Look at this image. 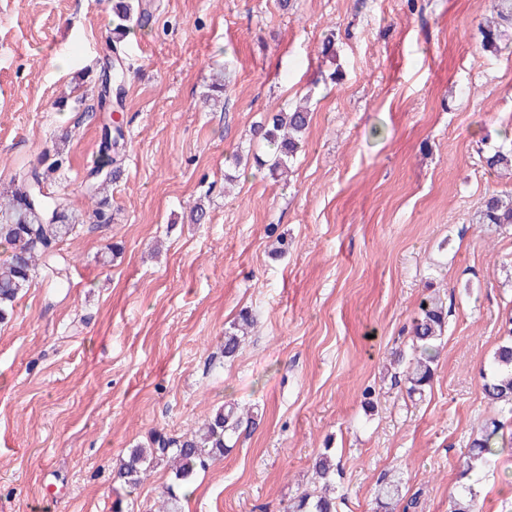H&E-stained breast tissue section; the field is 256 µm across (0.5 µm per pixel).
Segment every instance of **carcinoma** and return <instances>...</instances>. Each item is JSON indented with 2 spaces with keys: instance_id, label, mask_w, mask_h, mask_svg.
<instances>
[{
  "instance_id": "carcinoma-1",
  "label": "carcinoma",
  "mask_w": 512,
  "mask_h": 512,
  "mask_svg": "<svg viewBox=\"0 0 512 512\" xmlns=\"http://www.w3.org/2000/svg\"><path fill=\"white\" fill-rule=\"evenodd\" d=\"M112 53L120 55L118 46L128 34L146 26L150 18L149 4L141 0H113ZM512 26V0H491L490 15L478 27L481 46L492 52L502 51L506 28ZM105 66H100L97 80V98L101 108L113 111L123 109L124 85L127 72L121 63L114 64L112 80L104 79ZM310 124V112L304 107L273 113L258 127L261 139L270 147L269 159L263 162L276 172L288 167L301 148ZM125 143L124 127L108 121L101 127L100 161L86 180V195L91 202L88 218L95 224L112 223L111 204L103 197L108 184L121 170V151ZM66 160L64 149L44 155L39 165L25 176L12 181L10 194L0 203V243L8 248L7 258L0 262V321L13 310L18 294L30 287L37 277L39 266H44L56 278H62V269L50 264L55 248L72 236L79 216L67 199L56 195H42L39 188L48 184L50 176L60 170ZM489 170L512 172V147L504 145L489 149L484 157ZM479 224L512 225V193L487 194L477 207ZM418 316L414 319L411 336L414 356L403 370L409 395H423L430 386L441 340L447 325L448 311L442 299L435 295L424 297ZM251 326L249 315L243 314L224 334V357L230 358L239 350ZM507 338L499 345L489 369L483 373L482 390L488 403L497 408L498 416L485 422L478 435L470 442L461 477L487 466L502 448L512 447V317L508 320ZM257 416L250 409L225 405L205 419L198 428L187 434L173 435L155 432L146 447L134 448L120 463L118 478L131 488H137L143 476L151 469L168 465L175 479L188 483L199 470L224 455L228 442L242 423L256 424ZM339 464L329 448L315 459V488L305 490L293 498L284 512H335L333 481ZM402 499V483L384 480L376 495L377 508L392 512ZM449 512H476L475 496L471 486H461L453 496Z\"/></svg>"
}]
</instances>
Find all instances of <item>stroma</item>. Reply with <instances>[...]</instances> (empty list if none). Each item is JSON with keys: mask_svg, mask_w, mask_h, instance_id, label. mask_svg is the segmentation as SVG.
<instances>
[{"mask_svg": "<svg viewBox=\"0 0 512 512\" xmlns=\"http://www.w3.org/2000/svg\"><path fill=\"white\" fill-rule=\"evenodd\" d=\"M152 3L121 50L114 221L78 226L65 280L38 275L0 323V512H156L172 471L131 491L120 462L227 402L258 423L177 489L181 512H283L328 446L337 512H374L392 475L408 512H448L496 414L482 372L512 316V226L474 221L485 194L512 191L481 157L512 140V53L477 31L489 0ZM111 45L112 0H0V189L68 129L49 189L82 203L109 117L88 116L84 72ZM219 73L226 92L205 102ZM305 99L288 176L257 168L254 127ZM198 201L207 223L189 220ZM434 291L448 327L411 398L390 360ZM244 309L254 328L225 358ZM472 488L477 512H512V448Z\"/></svg>", "mask_w": 512, "mask_h": 512, "instance_id": "obj_1", "label": "stroma"}]
</instances>
